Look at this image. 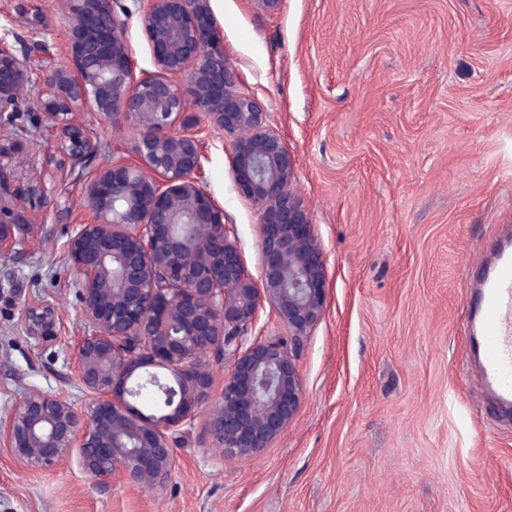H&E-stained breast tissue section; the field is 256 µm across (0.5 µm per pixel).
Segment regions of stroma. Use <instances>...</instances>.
Returning <instances> with one entry per match:
<instances>
[{
    "label": "stroma",
    "instance_id": "1",
    "mask_svg": "<svg viewBox=\"0 0 512 512\" xmlns=\"http://www.w3.org/2000/svg\"><path fill=\"white\" fill-rule=\"evenodd\" d=\"M224 55L296 157L293 187L328 267L327 305L293 350L303 399L251 457L226 459L201 411L167 482H96L76 458L45 470L0 442V512H512V414L482 395L466 355V270L512 225V0H210ZM65 0H0V46L29 72L0 128V205L30 223L0 249V415L25 394L86 410L87 332L66 244L91 220L86 185L136 162L140 129L80 113L86 169L47 167L54 134L39 69L66 63ZM203 185L254 281L259 213L233 181L229 141L201 128ZM42 182L40 202L20 189ZM53 308L56 335L25 312Z\"/></svg>",
    "mask_w": 512,
    "mask_h": 512
}]
</instances>
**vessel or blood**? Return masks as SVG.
<instances>
[{
  "instance_id": "1",
  "label": "vessel or blood",
  "mask_w": 512,
  "mask_h": 512,
  "mask_svg": "<svg viewBox=\"0 0 512 512\" xmlns=\"http://www.w3.org/2000/svg\"><path fill=\"white\" fill-rule=\"evenodd\" d=\"M467 297L468 344L478 354L475 382L512 410V237L495 245L493 262L478 261Z\"/></svg>"
}]
</instances>
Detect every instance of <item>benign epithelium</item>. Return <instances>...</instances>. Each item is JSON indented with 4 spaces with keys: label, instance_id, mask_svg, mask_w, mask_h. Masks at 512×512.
Segmentation results:
<instances>
[{
    "label": "benign epithelium",
    "instance_id": "7a95c632",
    "mask_svg": "<svg viewBox=\"0 0 512 512\" xmlns=\"http://www.w3.org/2000/svg\"><path fill=\"white\" fill-rule=\"evenodd\" d=\"M68 63L42 70L38 107L52 124L60 162L74 169L97 154L92 132L75 114L85 109L133 121L141 130L138 162L99 170L87 187L93 219L67 243L82 276L81 315L89 327L78 347L77 378L93 402L84 411L32 391L6 419L0 436L21 463L58 465L73 448L94 480L114 475L141 488L163 484L175 462L173 441L206 407L209 354L231 358L210 434L230 457L252 456L277 438L298 413L302 381L287 342L243 347V337L268 301L297 339L320 320L327 268L313 242L312 221L291 190L294 154L267 123L264 104L237 87L224 59V31L209 0H136L155 71L135 74L127 40L130 9L121 0H70ZM188 77L190 94L174 81ZM27 70L0 48V125L18 107ZM194 107L231 142L239 194L260 214L263 287L245 271L224 209L201 186V142ZM21 212L0 207V245ZM35 336L53 335L54 314L30 309ZM155 367L146 386L168 394L145 413L129 384Z\"/></svg>",
    "mask_w": 512,
    "mask_h": 512
}]
</instances>
